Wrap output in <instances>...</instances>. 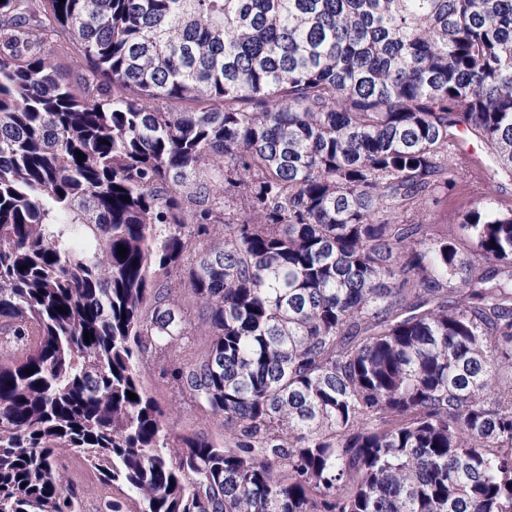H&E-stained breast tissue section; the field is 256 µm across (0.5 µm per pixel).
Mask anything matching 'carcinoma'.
<instances>
[{"instance_id":"obj_1","label":"carcinoma","mask_w":512,"mask_h":512,"mask_svg":"<svg viewBox=\"0 0 512 512\" xmlns=\"http://www.w3.org/2000/svg\"><path fill=\"white\" fill-rule=\"evenodd\" d=\"M464 136L512 183V0H0V512H512V207L410 221ZM56 44L55 38L48 36L43 45L45 54L53 57L72 78L77 72L86 71V62L80 55H66L56 52ZM159 354L150 359L149 370L146 373V382L156 400L164 405L176 404L174 423L171 424L176 433L203 432L205 434H218L220 428L216 425L208 426V423L197 419V413L191 399L175 389L170 380L161 371L164 364Z\"/></svg>"}]
</instances>
